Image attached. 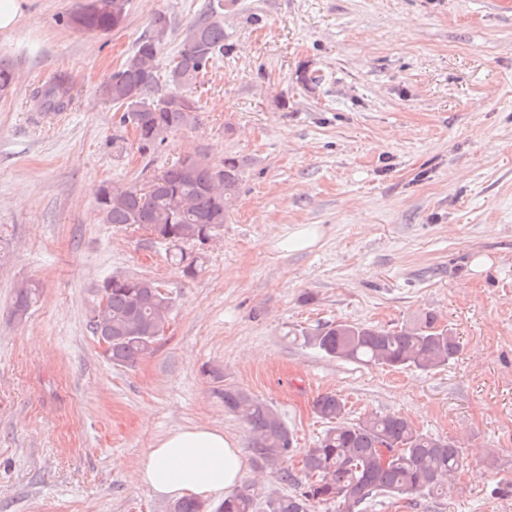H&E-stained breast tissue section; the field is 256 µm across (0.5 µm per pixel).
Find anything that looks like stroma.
<instances>
[{
    "mask_svg": "<svg viewBox=\"0 0 512 512\" xmlns=\"http://www.w3.org/2000/svg\"><path fill=\"white\" fill-rule=\"evenodd\" d=\"M89 0H32L0 34V512H169L136 480L169 432L250 433L224 385L276 409L298 448L326 424L395 413L459 446L447 496L385 495L360 512H512V0H224L227 53L198 84V125L139 153L99 93L155 13L160 69L211 0H127L125 24L68 23ZM68 74L71 112L38 122L32 88ZM246 162L231 221L188 243L195 277L138 225L108 224L103 183L150 180L184 155ZM115 275L173 301L155 352L112 364L89 328ZM37 291L13 315L19 284ZM457 337L432 371L331 359L301 333L423 313Z\"/></svg>",
    "mask_w": 512,
    "mask_h": 512,
    "instance_id": "1",
    "label": "stroma"
}]
</instances>
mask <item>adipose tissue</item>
I'll return each instance as SVG.
<instances>
[{"mask_svg":"<svg viewBox=\"0 0 512 512\" xmlns=\"http://www.w3.org/2000/svg\"><path fill=\"white\" fill-rule=\"evenodd\" d=\"M248 461L223 431L192 426L168 433L143 457L138 482L161 498L207 499L236 488Z\"/></svg>","mask_w":512,"mask_h":512,"instance_id":"obj_1","label":"adipose tissue"}]
</instances>
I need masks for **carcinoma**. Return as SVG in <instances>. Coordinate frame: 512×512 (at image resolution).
<instances>
[{
    "mask_svg": "<svg viewBox=\"0 0 512 512\" xmlns=\"http://www.w3.org/2000/svg\"><path fill=\"white\" fill-rule=\"evenodd\" d=\"M127 0H91L69 23L88 32H108L123 24ZM170 30L169 17L157 13L135 50L99 86L101 97L122 111L119 123L135 131L137 150L146 153L163 145L169 133L200 121L201 101L191 87L224 56V23L218 11L186 27L177 55L166 70V93L159 92V57ZM76 94L71 79L56 75L35 86L32 110L57 115L67 112ZM245 161L228 155L219 164L206 155L178 160L142 187L102 185L99 208L109 224H146L156 237L175 247L208 229L215 232L230 218L239 192ZM103 313L112 322V363L134 366L154 352L159 337L145 328H162L173 304L160 285L147 277H112ZM430 313L401 327L340 321L302 334L303 344L325 356L367 365L433 370L458 353L452 334L436 326ZM224 409L237 416L252 434L251 453L261 467L294 487L285 494L265 492L244 482L224 497L216 512H316L336 504L341 512H358L367 499L388 494L397 498L448 494L462 466L459 449L440 437L417 431L398 414L371 415L357 423L342 421L344 402L333 393L317 397L313 407L327 429L316 446L299 452L281 415L242 388L224 386ZM395 457L384 464L380 450ZM301 456L307 482L300 484L289 463Z\"/></svg>",
    "mask_w": 512,
    "mask_h": 512,
    "instance_id": "1",
    "label": "carcinoma"
}]
</instances>
